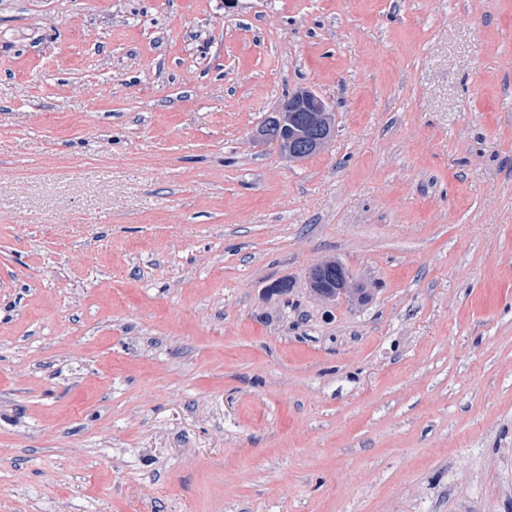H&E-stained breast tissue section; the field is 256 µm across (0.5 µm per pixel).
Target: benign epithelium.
<instances>
[{"instance_id": "1", "label": "benign epithelium", "mask_w": 512, "mask_h": 512, "mask_svg": "<svg viewBox=\"0 0 512 512\" xmlns=\"http://www.w3.org/2000/svg\"><path fill=\"white\" fill-rule=\"evenodd\" d=\"M334 130L327 103L314 91L301 88L278 105L254 137L277 144L289 159L300 161L321 150Z\"/></svg>"}]
</instances>
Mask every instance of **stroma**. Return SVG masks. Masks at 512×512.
Returning a JSON list of instances; mask_svg holds the SVG:
<instances>
[{
	"label": "stroma",
	"mask_w": 512,
	"mask_h": 512,
	"mask_svg": "<svg viewBox=\"0 0 512 512\" xmlns=\"http://www.w3.org/2000/svg\"><path fill=\"white\" fill-rule=\"evenodd\" d=\"M0 512H512V0H0ZM295 112L306 113L311 135L297 138L290 117ZM335 130L333 113L314 91L301 88L288 95L255 131L257 140L273 142L290 160L300 161L317 153Z\"/></svg>",
	"instance_id": "stroma-1"
}]
</instances>
